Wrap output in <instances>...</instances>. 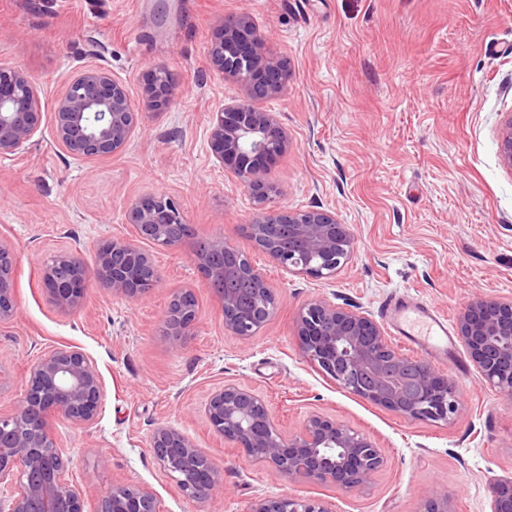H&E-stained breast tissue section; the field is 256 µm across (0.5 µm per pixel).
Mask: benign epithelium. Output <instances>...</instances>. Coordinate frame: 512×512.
<instances>
[{
  "mask_svg": "<svg viewBox=\"0 0 512 512\" xmlns=\"http://www.w3.org/2000/svg\"><path fill=\"white\" fill-rule=\"evenodd\" d=\"M208 60L218 76H232L249 89L258 64L269 61L266 46L244 15L220 21ZM174 83L164 67L150 71L142 102L157 111L169 105ZM39 85L21 66L0 65V153H19L40 130ZM137 107L112 72L89 66L71 78L57 99L53 137L78 157H104L123 149L134 135ZM210 145L219 163L229 168L260 206L261 216L247 225L257 249L288 272L331 279L350 260L354 238L348 225L329 209L283 212L266 207L277 190L261 170L238 160L252 156L275 159L288 148V134L275 115L240 99L212 113ZM499 157L512 171V113L499 134ZM129 237H108L96 249L94 269L74 255H55L45 266L43 284L62 311L80 307L90 277L114 294L137 299L157 286L160 273L139 242L177 249L193 239V262L220 298L224 328L248 341L264 326L276 302L264 274L224 236L200 237L179 202L168 195L132 201L125 213ZM14 248L0 240V323L15 318ZM247 276L257 285L252 307L244 306L224 282ZM197 319L191 290L173 292L165 316V340L178 348ZM301 355L350 394L416 421L448 422L459 409L456 381L424 361L407 370L410 358L399 354L384 331L360 308L325 299L306 303L295 321ZM457 336L480 377L512 396V299L477 297L458 314ZM103 384L91 359L78 347L60 345L45 352L31 369L24 399L0 412V486L14 494L0 498V512H84L79 487L65 476V462L51 433L50 420L63 416L79 426L97 419ZM212 429L255 462L267 463L292 479L345 490L366 487L385 463L383 449L366 433L322 414H313L288 437L277 427L266 401L235 383L216 389L203 409ZM151 447L161 468L180 491L198 502L223 489V479L208 456L178 429L161 425ZM490 512H512V478L490 486ZM98 512H159L146 487L117 484L100 502ZM248 512H332L318 498L293 494L261 498ZM426 512H456L448 496L429 493Z\"/></svg>",
  "mask_w": 512,
  "mask_h": 512,
  "instance_id": "1",
  "label": "benign epithelium"
}]
</instances>
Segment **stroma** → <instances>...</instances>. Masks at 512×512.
<instances>
[{
  "label": "stroma",
  "instance_id": "1",
  "mask_svg": "<svg viewBox=\"0 0 512 512\" xmlns=\"http://www.w3.org/2000/svg\"><path fill=\"white\" fill-rule=\"evenodd\" d=\"M242 14L270 59L291 70L282 95L259 103L290 141L264 170L278 190L271 206H320L349 226L354 252L333 279L288 272L255 248L245 227L260 210L212 152V112L246 90L211 71L208 47L217 19ZM0 63L38 78L43 129L22 152L0 154V240L18 253L17 314L0 324V410L23 399L46 351L72 345L91 358L105 390L96 421L51 422L87 512L118 483L150 488L160 512H249L288 493L335 512H423L433 489L456 512H490L491 483L512 477V399L481 380L460 340L434 354L410 346L386 308L413 300L453 322L473 297L512 298V172L498 159L512 113V0H0ZM91 64L135 100L148 72L165 66L176 94L167 109L139 113L121 151L75 158L52 138L54 107ZM160 193L199 236L226 237L265 273L276 308L252 340L225 331L188 242L176 251L145 243L162 280L138 300L96 280L77 311L49 299L42 272L53 256L93 266L101 239L128 234V204ZM176 288L192 289L199 315L175 349L163 330ZM319 298L358 305L400 354L451 376L461 391L453 419L397 416L307 362L295 318ZM227 382L261 395L283 435L314 413L369 434L385 466L365 489L347 491L250 461L203 414ZM161 424L215 461L221 493L205 503L181 493L151 448Z\"/></svg>",
  "mask_w": 512,
  "mask_h": 512
}]
</instances>
